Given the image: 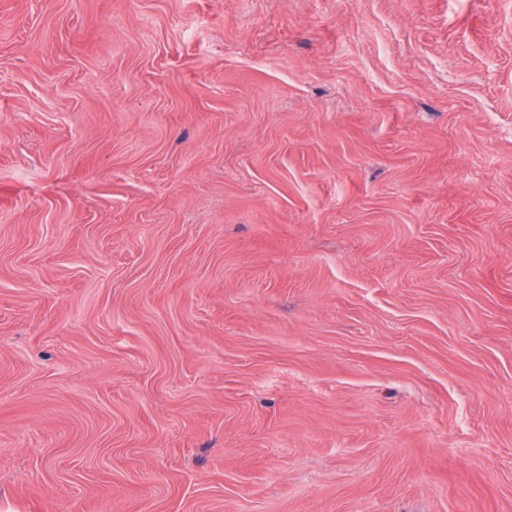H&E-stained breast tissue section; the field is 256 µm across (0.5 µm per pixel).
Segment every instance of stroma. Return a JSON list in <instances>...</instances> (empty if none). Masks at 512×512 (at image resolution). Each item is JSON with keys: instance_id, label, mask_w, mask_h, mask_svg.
I'll use <instances>...</instances> for the list:
<instances>
[{"instance_id": "35a3bbf8", "label": "stroma", "mask_w": 512, "mask_h": 512, "mask_svg": "<svg viewBox=\"0 0 512 512\" xmlns=\"http://www.w3.org/2000/svg\"><path fill=\"white\" fill-rule=\"evenodd\" d=\"M0 512H512V0H0Z\"/></svg>"}]
</instances>
